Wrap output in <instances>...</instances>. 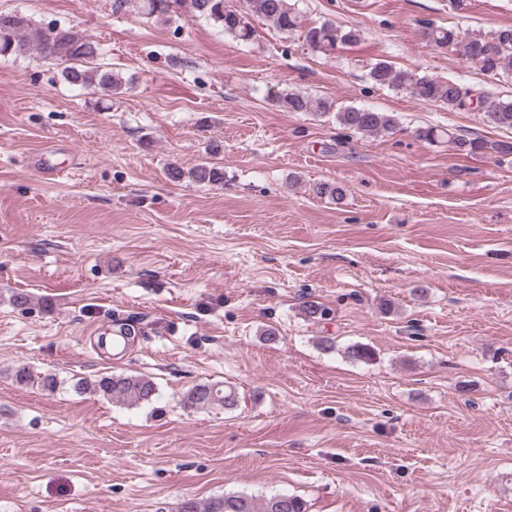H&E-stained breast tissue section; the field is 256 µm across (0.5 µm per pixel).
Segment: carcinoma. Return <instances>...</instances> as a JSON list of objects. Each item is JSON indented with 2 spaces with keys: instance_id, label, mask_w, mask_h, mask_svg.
<instances>
[{
  "instance_id": "cac0c4a2",
  "label": "carcinoma",
  "mask_w": 512,
  "mask_h": 512,
  "mask_svg": "<svg viewBox=\"0 0 512 512\" xmlns=\"http://www.w3.org/2000/svg\"><path fill=\"white\" fill-rule=\"evenodd\" d=\"M243 2V12L228 5L226 0H113V7L116 11L128 8L157 21L169 20L178 8L180 13L191 18L204 19L220 26L225 33L242 42L254 37V29L248 21L250 16L289 35L300 27V17L290 0ZM421 33L432 47L461 54L492 80L512 75V26L500 27L488 33L463 34L454 27L425 22ZM358 40L357 30L342 29L327 22L311 25L303 31V45L325 55L332 53L339 44H354ZM28 53H35L61 65V76L71 85H97L113 94H120L125 88L120 74L95 63L100 56V47L90 38L71 28L43 26L22 12L0 13V57ZM367 76L374 86L396 89L415 100L438 103L450 111H469L475 106L494 127L512 130V95L502 98L486 87L464 86L455 80L421 75L397 68L387 61L372 64ZM274 102L288 112L325 115L333 111V103L329 100L312 98L294 90L278 92ZM336 122L344 129L369 136L389 133L397 124L396 118L389 113L356 106L338 109ZM448 142L468 154L479 150L500 155L512 154V144L507 141L450 135ZM167 175L174 181L187 176L200 184L224 182V170L209 161H203L187 172L174 165L168 168ZM313 191L320 198L336 201L343 197V189L333 182L317 183ZM302 314L307 320L317 322L326 319L328 309L316 301H309L302 306ZM15 380L20 385H36L47 394L54 393L62 384L54 374L34 375L25 366L15 370ZM71 387L77 393L91 392L130 408L150 403L157 391L152 378L123 373L74 378ZM182 401L192 409L215 406L232 409L237 406L238 396L233 388H226L221 382H201L187 389ZM179 512H305V504L296 496L282 493L259 499L244 494H228L202 504L185 501L181 503Z\"/></svg>"
}]
</instances>
